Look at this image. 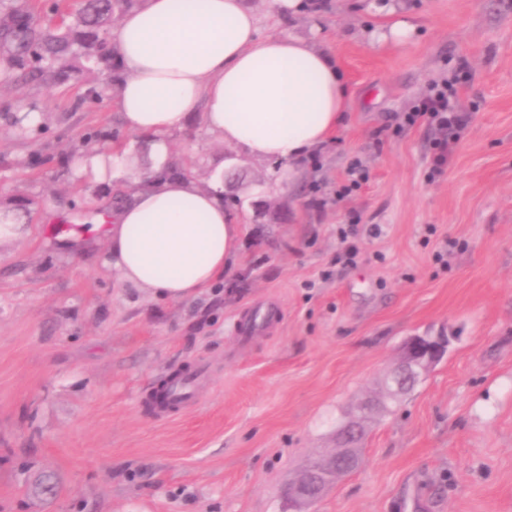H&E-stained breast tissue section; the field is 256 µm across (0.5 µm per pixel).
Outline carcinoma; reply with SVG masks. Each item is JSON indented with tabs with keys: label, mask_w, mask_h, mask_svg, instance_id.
<instances>
[{
	"label": "carcinoma",
	"mask_w": 512,
	"mask_h": 512,
	"mask_svg": "<svg viewBox=\"0 0 512 512\" xmlns=\"http://www.w3.org/2000/svg\"><path fill=\"white\" fill-rule=\"evenodd\" d=\"M139 0H79L73 12L52 26L40 22L33 6L0 0V59L13 81L47 84L72 72L111 78L112 21Z\"/></svg>",
	"instance_id": "cac0c4a2"
}]
</instances>
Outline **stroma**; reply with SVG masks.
I'll list each match as a JSON object with an SVG mask.
<instances>
[{
	"instance_id": "stroma-1",
	"label": "stroma",
	"mask_w": 512,
	"mask_h": 512,
	"mask_svg": "<svg viewBox=\"0 0 512 512\" xmlns=\"http://www.w3.org/2000/svg\"><path fill=\"white\" fill-rule=\"evenodd\" d=\"M311 2L288 18L248 0L263 32L340 62L344 122L298 178L197 112L168 137L201 187L233 188L244 228L233 276L189 300L52 234L114 188L60 167L117 146L146 169L149 139L110 96L80 104L87 74L0 85V205L23 224L0 246V512H294L289 483L415 335L447 336L445 357L367 422L359 467L308 512H512V0ZM400 19L403 44L384 37ZM448 86L469 122L437 174L435 128L404 117ZM347 224L378 230L352 264ZM261 308L269 326L243 337ZM195 372L191 405L148 410Z\"/></svg>"
}]
</instances>
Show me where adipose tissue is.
<instances>
[{"label": "adipose tissue", "instance_id": "ef3b65f1", "mask_svg": "<svg viewBox=\"0 0 512 512\" xmlns=\"http://www.w3.org/2000/svg\"><path fill=\"white\" fill-rule=\"evenodd\" d=\"M110 93L127 130L152 139L148 185L90 227L121 283L187 300L232 271L242 227L218 188L163 176L168 133L194 112L238 152L296 176L331 141L347 93L336 58L314 41L263 34L247 0H140L112 34Z\"/></svg>", "mask_w": 512, "mask_h": 512}]
</instances>
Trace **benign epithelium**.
I'll use <instances>...</instances> for the list:
<instances>
[{
  "mask_svg": "<svg viewBox=\"0 0 512 512\" xmlns=\"http://www.w3.org/2000/svg\"><path fill=\"white\" fill-rule=\"evenodd\" d=\"M422 337L409 338L403 347L399 363L385 384L386 396L396 398L407 390L442 358L440 347L424 349ZM376 406L370 401L357 405L350 417L336 429V448L324 464H314L305 470L290 488L291 499L305 505L316 500L332 480L352 472L357 467L356 444L360 423Z\"/></svg>",
  "mask_w": 512,
  "mask_h": 512,
  "instance_id": "obj_1",
  "label": "benign epithelium"
}]
</instances>
